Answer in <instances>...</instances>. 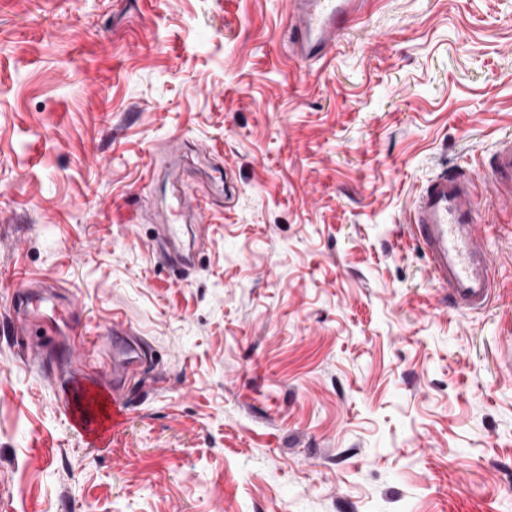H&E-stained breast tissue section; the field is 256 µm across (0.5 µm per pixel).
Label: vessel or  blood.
Wrapping results in <instances>:
<instances>
[{"label": "vessel or blood", "mask_w": 512, "mask_h": 512, "mask_svg": "<svg viewBox=\"0 0 512 512\" xmlns=\"http://www.w3.org/2000/svg\"><path fill=\"white\" fill-rule=\"evenodd\" d=\"M374 0H289L290 27L287 52L305 61L326 59L337 38L351 23L363 19ZM486 192H479L463 172L440 171L418 190L409 208V225L429 260V276L447 288L448 297L463 312H481L495 293L491 251L482 242V196L512 203V137L503 138L493 152ZM183 224L164 227L170 255L191 265L192 252L183 247ZM132 328L121 311H113L112 328L97 347L73 337L66 353L67 376L61 404L67 422L91 439H101L110 426L120 425L126 408L110 400L100 373L111 369L120 380L136 358L125 345Z\"/></svg>", "instance_id": "vessel-or-blood-1"}]
</instances>
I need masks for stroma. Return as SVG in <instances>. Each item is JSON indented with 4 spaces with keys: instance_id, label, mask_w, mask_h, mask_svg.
<instances>
[{
    "instance_id": "1",
    "label": "stroma",
    "mask_w": 512,
    "mask_h": 512,
    "mask_svg": "<svg viewBox=\"0 0 512 512\" xmlns=\"http://www.w3.org/2000/svg\"><path fill=\"white\" fill-rule=\"evenodd\" d=\"M286 0H0V512H512V205L498 290L457 312L407 212L488 181L512 135V0H379L331 57L286 55ZM222 164L172 266L151 163ZM87 345L122 310L146 359L99 447L62 413L26 279Z\"/></svg>"
}]
</instances>
